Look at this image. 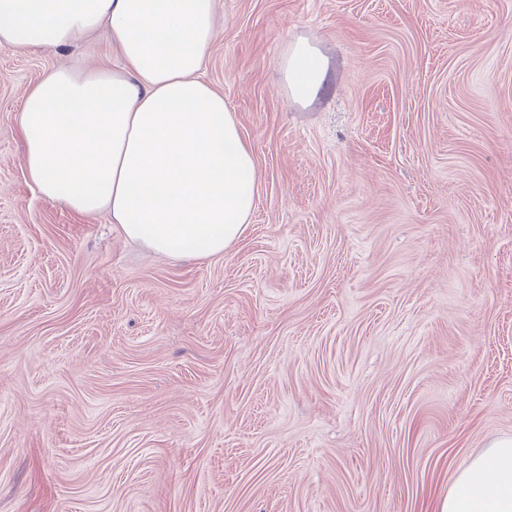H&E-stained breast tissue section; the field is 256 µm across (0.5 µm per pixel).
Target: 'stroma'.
Masks as SVG:
<instances>
[{
    "label": "stroma",
    "mask_w": 512,
    "mask_h": 512,
    "mask_svg": "<svg viewBox=\"0 0 512 512\" xmlns=\"http://www.w3.org/2000/svg\"><path fill=\"white\" fill-rule=\"evenodd\" d=\"M75 64L121 61L0 48V512H437L512 437V0H219L259 172L221 257L41 196L20 111ZM281 71L287 93L294 101L304 102L313 99L322 89L327 65L314 46L299 41L283 57Z\"/></svg>",
    "instance_id": "stroma-1"
}]
</instances>
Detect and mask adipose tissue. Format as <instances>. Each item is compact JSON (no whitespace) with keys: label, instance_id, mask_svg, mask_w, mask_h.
Segmentation results:
<instances>
[{"label":"adipose tissue","instance_id":"obj_1","mask_svg":"<svg viewBox=\"0 0 512 512\" xmlns=\"http://www.w3.org/2000/svg\"><path fill=\"white\" fill-rule=\"evenodd\" d=\"M218 0H0V47L53 51L106 30L120 69L50 70L20 112L26 171L41 194L108 213L148 251L223 256L246 233L258 169L233 112L200 73ZM297 102L327 65L308 42L283 57ZM439 512H512V438L492 440L458 474Z\"/></svg>","mask_w":512,"mask_h":512}]
</instances>
